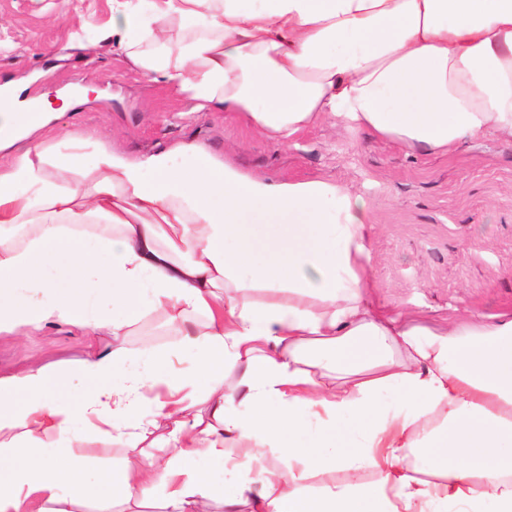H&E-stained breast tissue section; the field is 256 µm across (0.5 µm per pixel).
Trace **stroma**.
I'll return each instance as SVG.
<instances>
[{
  "label": "stroma",
  "mask_w": 512,
  "mask_h": 512,
  "mask_svg": "<svg viewBox=\"0 0 512 512\" xmlns=\"http://www.w3.org/2000/svg\"><path fill=\"white\" fill-rule=\"evenodd\" d=\"M0 0V86L29 81V91L50 100L60 114L57 132H80L131 156L184 140L250 175L321 179L346 186L370 209L372 307L421 312L430 322L451 308L501 313L512 310V142L494 134L475 137L445 155L405 153L343 120L301 132L277 146L224 112H197L187 98L146 82L130 68L107 35L112 0ZM97 88L99 99L63 108L62 89ZM182 342L156 312L124 338L132 351ZM89 338L51 325L15 344L0 334V375L27 366L63 376L82 360ZM91 464L86 484L102 467L133 455L128 441L82 443Z\"/></svg>",
  "instance_id": "stroma-1"
}]
</instances>
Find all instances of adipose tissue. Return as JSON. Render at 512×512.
I'll return each mask as SVG.
<instances>
[{
    "label": "adipose tissue",
    "instance_id": "obj_1",
    "mask_svg": "<svg viewBox=\"0 0 512 512\" xmlns=\"http://www.w3.org/2000/svg\"><path fill=\"white\" fill-rule=\"evenodd\" d=\"M112 36L149 82L277 145L336 117L409 153L512 137V0H112ZM21 93L0 88V332L109 342L75 369L76 399L42 367L0 377V512H69L78 437L162 427L173 453L105 470L104 498L204 512L201 460L247 440L286 468L237 473L225 512H512V314L442 328L372 312L369 207L344 186L248 177L193 143L131 158L51 141L55 114ZM151 311L183 326L194 372L125 347ZM329 469L379 479L300 487Z\"/></svg>",
    "mask_w": 512,
    "mask_h": 512
}]
</instances>
